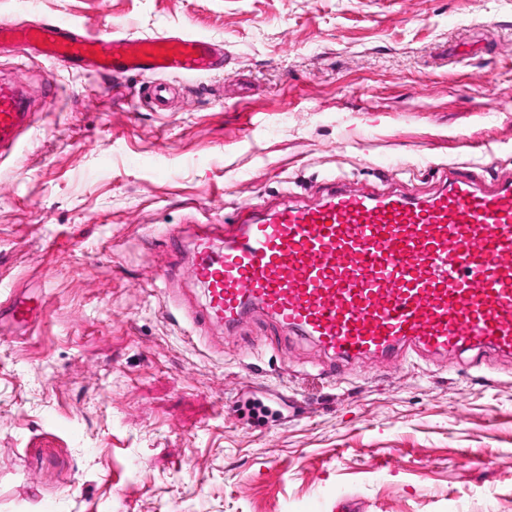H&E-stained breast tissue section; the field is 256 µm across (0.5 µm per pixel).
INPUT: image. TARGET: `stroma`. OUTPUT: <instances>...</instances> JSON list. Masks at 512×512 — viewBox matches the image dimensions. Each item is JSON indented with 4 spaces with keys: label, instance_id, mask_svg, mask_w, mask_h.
Wrapping results in <instances>:
<instances>
[{
    "label": "stroma",
    "instance_id": "35a3bbf8",
    "mask_svg": "<svg viewBox=\"0 0 512 512\" xmlns=\"http://www.w3.org/2000/svg\"><path fill=\"white\" fill-rule=\"evenodd\" d=\"M224 45L147 79L0 56L31 101L0 163V512H512V357H329L255 314L194 327L191 220L320 198L331 177L423 197L445 166L512 177V0H0ZM39 301L35 296H18L10 293L0 299V314L7 312L11 320L22 326L32 325L38 316Z\"/></svg>",
    "mask_w": 512,
    "mask_h": 512
}]
</instances>
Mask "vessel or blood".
<instances>
[{
  "instance_id": "1",
  "label": "vessel or blood",
  "mask_w": 512,
  "mask_h": 512,
  "mask_svg": "<svg viewBox=\"0 0 512 512\" xmlns=\"http://www.w3.org/2000/svg\"><path fill=\"white\" fill-rule=\"evenodd\" d=\"M4 49L96 76L152 75L148 94L159 109L173 93L169 77L210 74L222 56L204 36L80 32L57 15L33 25L0 19ZM30 117L23 92L0 78V160L19 152ZM193 247L202 317L228 330L259 311L341 363L512 353L511 178L483 184L451 167L431 195L413 197L354 192L335 177L312 203L197 225ZM38 310L34 296L0 299V314L22 326Z\"/></svg>"
}]
</instances>
